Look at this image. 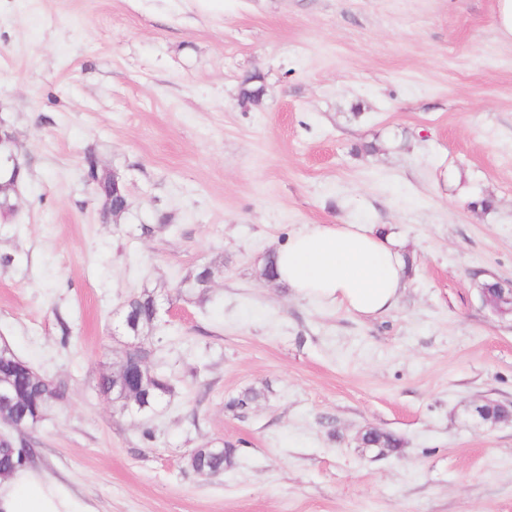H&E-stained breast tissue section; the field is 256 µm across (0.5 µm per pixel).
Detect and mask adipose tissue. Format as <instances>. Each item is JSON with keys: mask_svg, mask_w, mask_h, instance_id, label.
<instances>
[{"mask_svg": "<svg viewBox=\"0 0 512 512\" xmlns=\"http://www.w3.org/2000/svg\"><path fill=\"white\" fill-rule=\"evenodd\" d=\"M277 280L301 299L376 316L395 308L407 286L397 243L361 224H306L275 250ZM0 512H81L71 491L23 467L0 482Z\"/></svg>", "mask_w": 512, "mask_h": 512, "instance_id": "obj_1", "label": "adipose tissue"}]
</instances>
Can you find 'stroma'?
Listing matches in <instances>:
<instances>
[{"mask_svg":"<svg viewBox=\"0 0 512 512\" xmlns=\"http://www.w3.org/2000/svg\"><path fill=\"white\" fill-rule=\"evenodd\" d=\"M496 0H0V123L28 175L0 221V344L61 382L24 440L89 512H512V42ZM260 107L239 101L248 77ZM128 208L103 222L87 152ZM493 202L486 210L476 200ZM167 224H159V215ZM305 224L394 234L371 318L260 269ZM205 292H176L200 266ZM149 289V414L99 393ZM249 390L243 411L227 401ZM399 438L363 448L365 428ZM231 446L224 474L194 449ZM156 303H158V299L155 293L146 290L128 301L126 314L135 320L138 337L141 329H147L155 322V313L159 312V307L154 311ZM234 449L224 448V452L220 456H210L205 454V449L197 450L190 458V466L197 473L202 470L220 469L224 470L233 463Z\"/></svg>","mask_w":512,"mask_h":512,"instance_id":"obj_1","label":"stroma"}]
</instances>
